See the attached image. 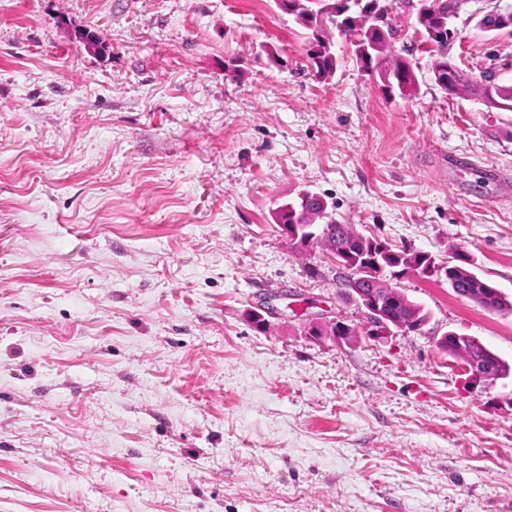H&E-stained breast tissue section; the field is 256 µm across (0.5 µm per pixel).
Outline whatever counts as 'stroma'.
Listing matches in <instances>:
<instances>
[{
  "label": "stroma",
  "instance_id": "35a3bbf8",
  "mask_svg": "<svg viewBox=\"0 0 512 512\" xmlns=\"http://www.w3.org/2000/svg\"><path fill=\"white\" fill-rule=\"evenodd\" d=\"M456 28L450 60L512 83V30ZM335 44L321 79L274 0H0V512H512V374L439 345L512 364V311L410 274L427 323L372 342L277 221L310 190L512 299L485 173L512 175V112L419 53L388 92ZM332 319L358 338L308 335ZM456 339L457 346L453 350L457 354L456 361L460 362L465 371L469 374L473 382H486L493 383L505 373H501L491 367L488 360L490 354L493 355V360L497 363L500 361L506 363L496 353L485 350L472 336H453Z\"/></svg>",
  "mask_w": 512,
  "mask_h": 512
}]
</instances>
